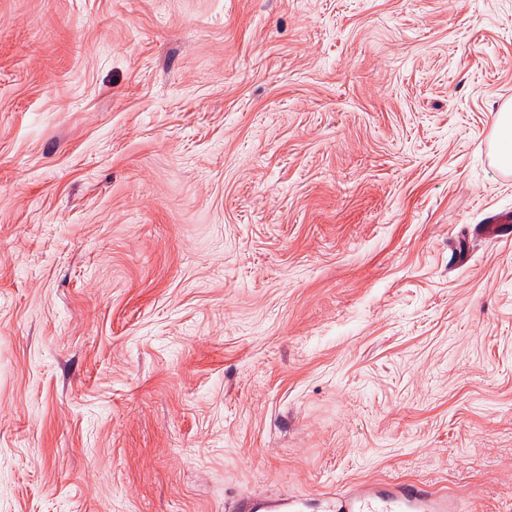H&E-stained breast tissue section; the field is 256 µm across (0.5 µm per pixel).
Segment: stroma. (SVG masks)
Wrapping results in <instances>:
<instances>
[{"label": "stroma", "mask_w": 512, "mask_h": 512, "mask_svg": "<svg viewBox=\"0 0 512 512\" xmlns=\"http://www.w3.org/2000/svg\"><path fill=\"white\" fill-rule=\"evenodd\" d=\"M510 102L512 0H0V512H512ZM494 139L496 144L495 161L504 171L512 170V105H505L498 112ZM461 502L428 485H404L394 491L372 483L352 485L345 495L326 500V512H459Z\"/></svg>", "instance_id": "stroma-1"}]
</instances>
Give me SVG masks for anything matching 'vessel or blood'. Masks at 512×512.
<instances>
[{
  "mask_svg": "<svg viewBox=\"0 0 512 512\" xmlns=\"http://www.w3.org/2000/svg\"><path fill=\"white\" fill-rule=\"evenodd\" d=\"M461 503L427 485H404L393 491L372 483L352 485L346 494L328 498L325 512H460Z\"/></svg>",
  "mask_w": 512,
  "mask_h": 512,
  "instance_id": "obj_1",
  "label": "vessel or blood"
}]
</instances>
